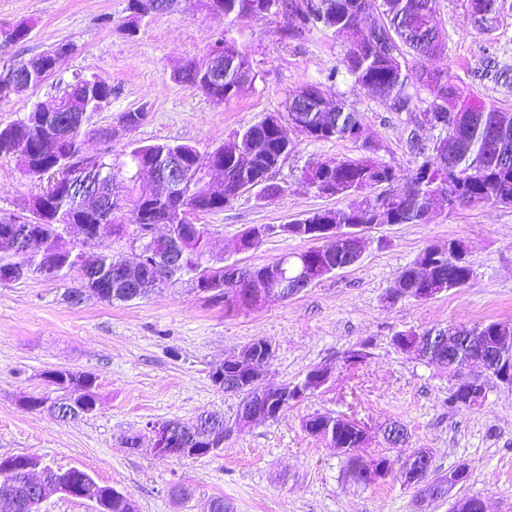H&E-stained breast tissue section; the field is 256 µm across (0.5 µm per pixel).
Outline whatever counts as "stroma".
<instances>
[{
	"mask_svg": "<svg viewBox=\"0 0 512 512\" xmlns=\"http://www.w3.org/2000/svg\"><path fill=\"white\" fill-rule=\"evenodd\" d=\"M127 0H0V30L25 21L27 40L0 46V63L69 42L76 50L36 91L0 102V126L49 103L73 74L110 80L112 102L92 114L83 145L87 155L110 154L121 162L132 145L178 143L207 159L234 132L286 110L289 97L311 83L323 84L328 101L344 99L361 116L358 140L313 141L293 134L294 149L271 174L283 194L243 195L224 210L192 215L210 230L213 262L260 267L307 249L298 238L271 237L249 251L232 244L244 229L288 224L323 209H341V197H325L302 179L306 166L344 157L373 156L390 165L396 180L386 190H404L416 158L410 139L432 145L436 133L407 112H394L341 71L349 46L345 36L316 27L289 37L284 14L231 21L178 0L166 12L138 19L127 30ZM436 23L446 45L428 68L451 73L470 100L512 109V11L492 31L473 26L466 0H439ZM229 37L245 49L253 72L238 96L217 105L181 82L188 62L205 65L210 45ZM145 110L136 130L121 125L124 113ZM46 186L12 159H0V220L27 218L29 199ZM468 245L473 274L456 291L428 301L387 291L399 272L424 250ZM67 285L31 277L0 282V458L34 454L56 469L78 467L136 501L139 512H208L221 497L232 512H450L456 497L481 498L487 512H512V387L486 383L482 406H451L455 384L447 367L416 360L397 349L400 331L512 323V206L435 205L427 224H395L369 230L362 257L326 275L288 299L225 311L223 304L177 283L150 297L108 304L94 298L72 303ZM257 338L275 350L263 384H297L317 366L333 370L321 389L272 421L233 429L240 399L219 390L213 370ZM364 351L359 363L348 351ZM89 371L99 405L75 421L26 409L25 397L46 386L51 370ZM222 417L224 446L198 458L162 459L149 447L124 448L123 437L146 434L149 424ZM353 420L365 427L366 458L406 456L428 449L435 472L463 465L468 478L450 496L420 498L395 475L365 487L348 481L344 453L309 434L313 415ZM406 427L408 444L389 447L379 433L386 422Z\"/></svg>",
	"mask_w": 512,
	"mask_h": 512,
	"instance_id": "35a3bbf8",
	"label": "stroma"
}]
</instances>
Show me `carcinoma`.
I'll use <instances>...</instances> for the list:
<instances>
[{"label":"carcinoma","instance_id":"1","mask_svg":"<svg viewBox=\"0 0 512 512\" xmlns=\"http://www.w3.org/2000/svg\"><path fill=\"white\" fill-rule=\"evenodd\" d=\"M278 0L276 12L283 13L295 20L292 33L298 34L311 27L321 25L344 33L355 41L349 43L341 61L347 74L356 86L372 91L381 101L391 102L395 112H433L435 124L431 128L438 131L433 149L438 155L426 151V148L413 141L410 149L421 158L407 182L406 191L399 194L381 193L375 198L363 201L353 199L343 209L317 210L306 215L309 222L330 221L334 224H350L354 221L369 224L375 211L382 208L391 214L399 224H426L429 222L431 201L442 197L452 209L463 204L496 203L512 205V158L503 163L495 158L492 138L497 137L512 144V112L494 104L468 102L462 99V92L448 72L431 71L425 66H408L403 50H411L420 61H426L445 51L439 41L433 25L437 10V0H381L380 14L366 12L368 0ZM199 4L211 12H224L226 18H241L264 11V0H199ZM512 10V0H468L467 14L471 22L481 28L482 21L493 23L499 15ZM224 50V86L220 91L225 99H230L239 91L240 73L251 66L249 55L240 49L231 38H220ZM61 57L45 52L29 58H16L12 63L22 68L31 67L44 73L43 79L53 75L60 64ZM415 93H410L409 89ZM304 93H324L320 83L309 84L296 91L288 103L289 120L293 110ZM87 101L94 112L103 110L112 100V84L105 79L84 78L76 75L57 97V106L68 110L74 102ZM30 124L15 121L6 126V131L17 129L19 152L28 156V165L24 171L39 179L47 180L43 195L49 204L48 215L37 214L36 218L18 221L14 224H0V234H8L17 242L15 261L0 264V278L4 271H10V280L16 281L31 276L43 277L54 281H63L77 274L79 286L68 292L71 300L88 293L98 300L112 303L128 302L130 296L119 283L117 269L122 258L107 249H102L96 259L90 261L92 270L82 272L80 264L84 262L81 252L75 250L64 254V258L45 273L46 266L41 252L49 251L61 244L67 225L73 217L82 215L84 197L78 189L63 190L68 184L67 173L72 162L81 153L82 137L86 131L71 128L63 136L64 153L58 154L43 142V127L36 121V112L28 113ZM301 122L308 131L323 127L329 133L312 137L314 141L336 139L355 140L360 134L358 112L346 101L338 99L328 112L305 109ZM290 126L284 125L277 131L267 129L260 123L235 133V136L257 142V151L252 159L235 158L224 154V146L217 147L213 154L224 159V194L236 195L239 188L259 177L268 180L269 174L279 165V159L287 157L294 148L288 137ZM180 144L157 143L147 146H134L126 154V160L116 166L101 159L97 175L102 189L109 195L119 188L133 196V208L130 217L115 215V207L104 209L88 218L89 224L102 226V237L123 236L127 225L137 228L134 242L142 237V218L139 212L144 209L143 185L138 180L135 158L149 151L160 152L178 150ZM396 179L395 170L373 158H346L339 161L336 169L322 176V182L330 186H340L346 190L345 196L367 189L389 184ZM185 206L196 213H209L224 210V204L212 203L192 193L190 185L176 192L163 194L158 190L155 197L157 217L169 216V224L183 231V235H192V256L182 264L160 269L153 263V257L145 259L142 269L140 298L147 297L155 288L173 283L183 278L201 281L213 274L212 266L206 260L207 245L202 235L190 224L177 219L178 209ZM468 245L461 239L448 241L447 253L438 258L437 279L446 283L449 292L464 287L472 274ZM330 260L334 266L350 262L348 250L332 243L327 252L317 255ZM313 251L304 250L281 257L274 262L280 272L296 275L302 266H310L315 260ZM432 287L430 283L418 281L413 275V265L406 266L399 275V288L390 291V297H412L416 300L427 299ZM46 388L32 396V409L47 408L63 420L86 416L93 408L85 404L78 405L72 395L78 389H85L84 397L97 398L95 377L89 372L69 370H51L45 376ZM176 442L172 451L193 448L197 445L217 444L224 439V421L212 419L190 423H174ZM335 447L350 449L359 447L358 435L349 420L336 421ZM404 485L423 492L426 485H442L451 482V487L438 494L448 496L450 488L463 484L468 478L466 466L460 465L449 473L435 474L427 471L420 475L416 467L403 461ZM65 479L76 484L79 492L74 498L87 501L98 497L106 490L90 473L79 468L65 470ZM0 512H39L33 507L31 493L26 477L21 473L0 477Z\"/></svg>","mask_w":512,"mask_h":512}]
</instances>
